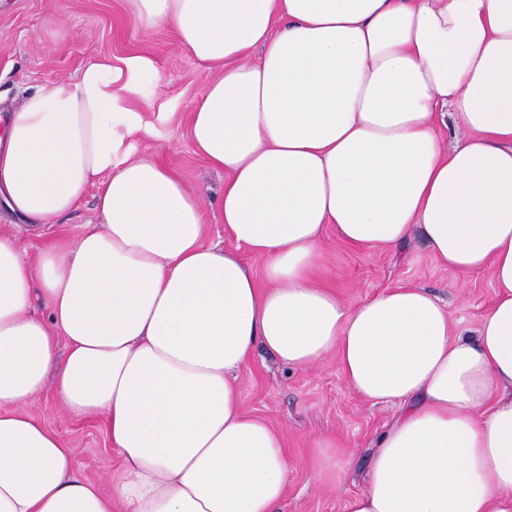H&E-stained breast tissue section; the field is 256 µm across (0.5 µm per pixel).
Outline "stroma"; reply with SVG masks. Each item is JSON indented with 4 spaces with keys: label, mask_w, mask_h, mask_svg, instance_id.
<instances>
[{
    "label": "stroma",
    "mask_w": 512,
    "mask_h": 512,
    "mask_svg": "<svg viewBox=\"0 0 512 512\" xmlns=\"http://www.w3.org/2000/svg\"><path fill=\"white\" fill-rule=\"evenodd\" d=\"M104 57L120 73L113 89L123 106L141 117L125 148L153 154L190 191L202 193L208 202L205 240L224 241L214 206L224 174L196 153L187 136L190 105L210 75L175 34L134 29L127 0H0V103H18L49 80L75 78ZM130 58L140 59L136 70L127 68ZM96 194L88 188L70 214L48 224L27 223L0 204V235L13 238L24 257L37 262L46 245L75 243L86 225L95 223ZM317 280L351 306L397 285L421 286L468 329L478 325L495 298L489 271L464 277L449 270L416 231L393 251L356 249L327 231ZM238 387L245 412L282 435L289 473L280 512H344L346 497L364 486L368 450L391 423L396 406L355 396L335 360L290 368L261 349L240 374ZM25 411L62 437L77 475L110 489L120 459L102 418L72 417L50 392L30 401Z\"/></svg>",
    "instance_id": "35a3bbf8"
}]
</instances>
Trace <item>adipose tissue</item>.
Returning a JSON list of instances; mask_svg holds the SVG:
<instances>
[{
	"label": "adipose tissue",
	"instance_id": "obj_1",
	"mask_svg": "<svg viewBox=\"0 0 512 512\" xmlns=\"http://www.w3.org/2000/svg\"><path fill=\"white\" fill-rule=\"evenodd\" d=\"M128 4L215 74L188 134L227 175L237 248L204 244L201 194L125 150L139 115L111 61L7 108L0 200L45 224L95 184L99 223L34 265L0 236V512H278L283 439L236 384L259 348L291 368L335 358L352 393L397 405L344 512H512V0ZM450 113L464 134L448 148ZM415 228L456 273L490 269L473 334L422 287L349 307L316 282L327 230L392 250ZM49 387L104 418L111 495L25 413Z\"/></svg>",
	"mask_w": 512,
	"mask_h": 512
}]
</instances>
